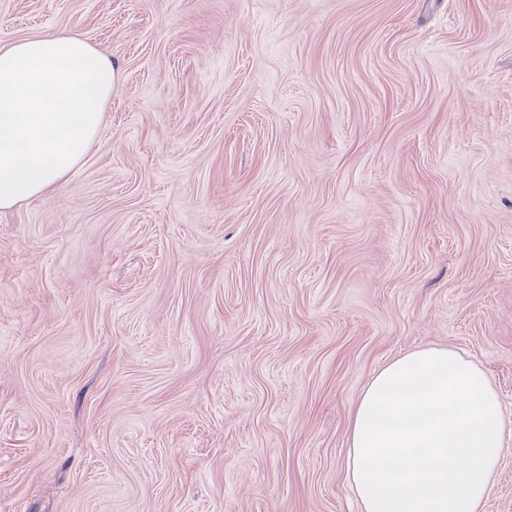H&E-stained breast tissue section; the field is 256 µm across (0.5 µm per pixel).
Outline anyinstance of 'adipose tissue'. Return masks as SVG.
Returning <instances> with one entry per match:
<instances>
[{
  "instance_id": "obj_1",
  "label": "adipose tissue",
  "mask_w": 512,
  "mask_h": 512,
  "mask_svg": "<svg viewBox=\"0 0 512 512\" xmlns=\"http://www.w3.org/2000/svg\"><path fill=\"white\" fill-rule=\"evenodd\" d=\"M116 82L111 60L75 35L0 46V209L66 182ZM504 437L481 372L456 351L421 349L363 388L346 468L363 512H481Z\"/></svg>"
}]
</instances>
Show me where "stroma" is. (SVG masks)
I'll list each match as a JSON object with an SVG mask.
<instances>
[{"label": "stroma", "mask_w": 512, "mask_h": 512, "mask_svg": "<svg viewBox=\"0 0 512 512\" xmlns=\"http://www.w3.org/2000/svg\"><path fill=\"white\" fill-rule=\"evenodd\" d=\"M119 82L0 212V512H361L371 377L476 365L509 424L512 0H0Z\"/></svg>", "instance_id": "stroma-1"}]
</instances>
